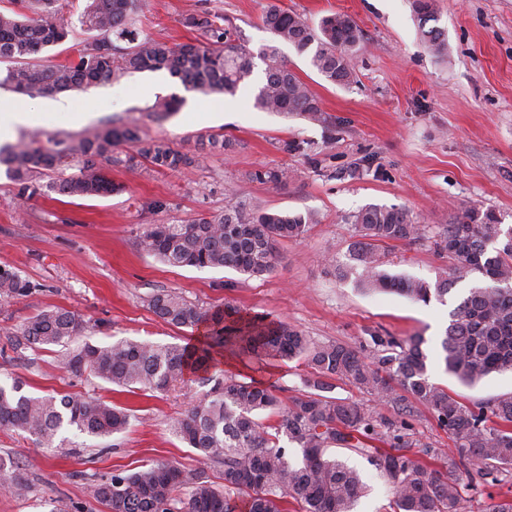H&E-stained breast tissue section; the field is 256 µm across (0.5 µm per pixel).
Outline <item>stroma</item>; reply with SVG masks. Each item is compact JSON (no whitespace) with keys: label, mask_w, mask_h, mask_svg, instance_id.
Wrapping results in <instances>:
<instances>
[{"label":"stroma","mask_w":512,"mask_h":512,"mask_svg":"<svg viewBox=\"0 0 512 512\" xmlns=\"http://www.w3.org/2000/svg\"><path fill=\"white\" fill-rule=\"evenodd\" d=\"M268 0H136L132 17L141 35L170 44L200 39L186 27L192 14L223 16L236 42L251 52L272 40L260 17ZM291 12L318 21L339 12L359 25L363 39L352 55L356 83L326 81L307 58L289 46L281 54L321 102L323 122L284 118L254 105L265 66L236 95L184 93L167 71L127 74L86 91L57 95L59 111H35L17 136L44 132L76 134L108 121L138 127L143 142L167 140L188 149L202 136L233 140L228 154H211L181 174L109 167L117 192L94 197L58 194L19 199L0 166V267L34 283L26 296L0 299V383L25 381L29 394L89 392L130 409V428L108 438L61 432L53 446L24 433L0 431V456L11 458L31 491L19 497L0 492V512H56L81 506L108 512L88 501L89 479L114 469H136L148 461L196 464L194 449L171 426L206 388L195 379L165 393L129 392L93 377L61 372L51 350L17 356L6 333L44 309L77 313L93 343L123 338L184 342L186 332L168 325L147 306L164 289L199 306L230 305L302 330L318 342L357 347L371 333L406 338L421 335L431 357L433 382L478 404L512 393V373H495L473 386L447 375L439 361L450 315L475 284L456 283L444 301L416 303L395 292L365 293L355 277L340 278L357 235L347 216L369 204L410 209L423 238L381 245L390 275L435 282L449 266L434 235L464 208L500 214L512 225V0H434L437 24L448 38L446 56L425 45L412 0H280ZM182 94L178 114L157 119L155 100ZM90 113L88 123L73 120ZM297 142L301 151L284 150ZM358 164L360 178L347 172ZM288 169L281 187L252 181L258 169ZM247 206L314 213L317 222L303 238L281 241L272 273L246 277L228 268L173 267L139 246L153 224H182L223 211L228 195ZM217 376L269 388L283 401L301 392L310 369L303 362L224 356ZM330 396L361 405L394 425H406L412 451H447L453 443L431 413L413 398L390 404L343 381ZM336 458L356 468L368 493L354 512H393V491L366 457L339 449ZM465 512H487L491 500L512 498V467L497 480L463 477Z\"/></svg>","instance_id":"1"}]
</instances>
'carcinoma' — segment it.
<instances>
[{
    "label": "carcinoma",
    "instance_id": "obj_1",
    "mask_svg": "<svg viewBox=\"0 0 512 512\" xmlns=\"http://www.w3.org/2000/svg\"><path fill=\"white\" fill-rule=\"evenodd\" d=\"M24 11H0V63L7 64L0 85L16 94L55 95L122 76L130 71L166 70L184 89L201 95L234 94L254 71V58L264 64V80L254 105L278 115L322 121L318 97L281 55L280 45L291 46L327 81L349 86L356 76L350 56L361 42V30L347 14L323 16L311 25L271 0L261 16L272 34L271 43L258 54L234 43L220 17L193 14L185 24L221 48L201 44L169 45L141 38L130 29L134 0H85L82 24L90 34L74 58L50 67L36 63L43 51L64 43L71 31L56 0H17ZM421 35L436 56L448 53L442 30L426 27L433 20V5L413 0ZM126 46H120V43ZM185 99H159L152 106L158 119L180 111ZM127 145L134 154L123 155ZM222 135L199 139L193 148L179 150L165 140L141 145L139 130L128 125L89 127L69 135L47 133L45 140L20 138L0 145V165L6 167L17 195L33 198L50 192L71 197L110 194L116 187L104 166L133 169L144 162L159 172L182 173L205 154L232 150ZM48 180H43V176ZM250 178L282 186L286 169L257 170ZM315 223L310 213L251 210L241 202L188 224H154L143 232L141 248L173 267L197 269L229 267L249 276L272 272L276 244L302 237ZM359 240L352 244L354 264L337 268L346 278L356 275L362 289L388 291L397 284L415 302L444 301L450 287L478 276L481 284L451 314L441 342L442 362L449 375L473 385L494 374L512 371V228L505 229L493 210H461L435 241L448 253V277L435 283L396 277L382 270L376 244L417 242L422 238L417 217L408 209L368 205L352 216ZM36 285L9 269H0V298L26 296ZM148 306L164 322L177 328L205 327L197 342L151 343L123 338L110 345L85 340L71 343L82 331L76 313L46 309L14 332L18 349L60 348L58 366L72 375L84 373L120 388L165 391L189 374L210 386L172 430L197 453L199 466L180 467L149 461L133 472L116 469L89 484L87 495L109 512H353L366 493L360 473L331 454L343 448L365 456L392 484L395 512H463L459 471L479 466L482 478L512 465V394L496 397L485 406L468 405L433 383L428 375L429 355L423 336L398 339L370 334L360 350L336 342H316L302 331L259 315H243L230 306L202 308L168 291L148 297ZM234 356L263 355L277 360L304 361L312 369L303 381L305 390L282 406L272 390L229 378L209 375L214 353ZM346 381L388 401L411 395L428 409L454 444L455 453L423 454L408 450L399 428L365 412L361 407L322 395L331 381ZM15 380L0 385V430L26 433L43 444L54 442L69 427L81 434L107 438L125 432L132 414L124 407L79 393L32 396ZM278 412L266 425L261 414ZM385 447L378 448L371 442ZM300 456L293 460L290 448ZM435 455L446 471L431 468L425 457ZM221 468L223 484L210 479L209 469Z\"/></svg>",
    "mask_w": 512,
    "mask_h": 512
}]
</instances>
